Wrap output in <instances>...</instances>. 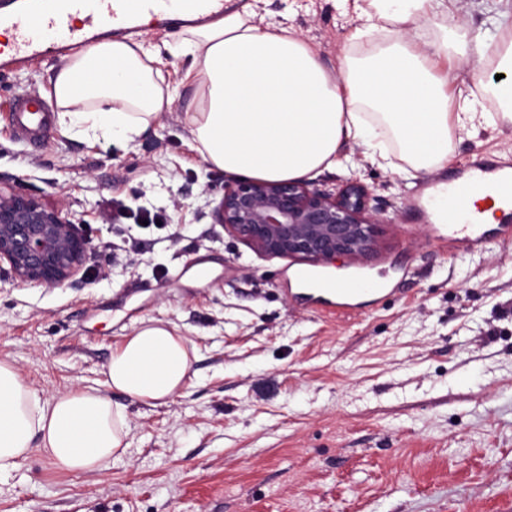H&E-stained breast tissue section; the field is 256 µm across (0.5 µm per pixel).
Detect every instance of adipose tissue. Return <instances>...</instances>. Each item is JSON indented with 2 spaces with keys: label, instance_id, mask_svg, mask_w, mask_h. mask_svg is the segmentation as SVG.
<instances>
[{
  "label": "adipose tissue",
  "instance_id": "1",
  "mask_svg": "<svg viewBox=\"0 0 512 512\" xmlns=\"http://www.w3.org/2000/svg\"><path fill=\"white\" fill-rule=\"evenodd\" d=\"M357 24L346 41L377 42L372 53L345 56L340 76L290 25L261 28L250 7L149 43L130 36L74 54L52 78L58 125L71 138L135 142L180 96L163 71L186 59L195 77L186 125L202 160L260 181L302 179L344 163L343 140L360 143L372 161L396 140L415 170L447 167L454 132L496 121L512 124V88L495 85L497 113L470 94L450 102L439 59L472 65L480 80L488 56L512 74V39L496 46L448 25L450 0H353ZM441 20L439 35L424 36ZM192 361L188 341L162 321L136 327L116 346L106 385L148 405L183 387ZM124 405L94 388L42 398L14 366L0 360V478L33 450L63 471L98 472L126 454Z\"/></svg>",
  "mask_w": 512,
  "mask_h": 512
}]
</instances>
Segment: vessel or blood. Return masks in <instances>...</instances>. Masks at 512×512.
<instances>
[{
  "instance_id": "obj_1",
  "label": "vessel or blood",
  "mask_w": 512,
  "mask_h": 512,
  "mask_svg": "<svg viewBox=\"0 0 512 512\" xmlns=\"http://www.w3.org/2000/svg\"><path fill=\"white\" fill-rule=\"evenodd\" d=\"M169 8L197 23L223 15L224 0H0V30L9 35L0 42V73L94 40L99 21H106L114 34L129 35L136 33L142 17ZM10 121L16 139L31 144L49 129L52 110L41 95L23 93L12 102ZM446 183L445 207H437L431 193L417 194L414 205L427 217H447L462 247L487 239L470 208L473 191L484 190L499 212L512 215L511 168L491 161L471 163L448 176Z\"/></svg>"
}]
</instances>
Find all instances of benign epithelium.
Listing matches in <instances>:
<instances>
[{
	"mask_svg": "<svg viewBox=\"0 0 512 512\" xmlns=\"http://www.w3.org/2000/svg\"><path fill=\"white\" fill-rule=\"evenodd\" d=\"M369 195L359 185L331 193L301 180L240 179L224 186L217 216L257 253L313 264L356 260L375 246ZM87 239L62 206L0 186V264L22 283L55 287L79 275Z\"/></svg>",
	"mask_w": 512,
	"mask_h": 512,
	"instance_id": "benign-epithelium-1",
	"label": "benign epithelium"
}]
</instances>
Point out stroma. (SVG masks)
Returning a JSON list of instances; mask_svg holds the SVG:
<instances>
[{
  "label": "stroma",
  "mask_w": 512,
  "mask_h": 512,
  "mask_svg": "<svg viewBox=\"0 0 512 512\" xmlns=\"http://www.w3.org/2000/svg\"><path fill=\"white\" fill-rule=\"evenodd\" d=\"M263 23L289 21L340 74L354 22L334 0H227ZM451 24L512 34V0H455ZM48 56L0 74V182L66 205L88 235L86 275L56 288L0 269V359L42 397L103 388L113 348L141 322L177 327L191 347L184 388L125 404L130 447L108 469L62 472L41 452L0 478V512H512V240L459 253L411 196L440 171L405 176L342 146L345 167L312 187L365 186L383 210L367 258L313 265L255 253L218 224L230 175L188 139L192 83L134 143H89L51 126L17 141L8 106L52 97ZM450 163L512 165V126L454 134ZM157 214L146 228L142 211ZM368 280L382 302L308 294Z\"/></svg>",
  "instance_id": "stroma-1"
}]
</instances>
